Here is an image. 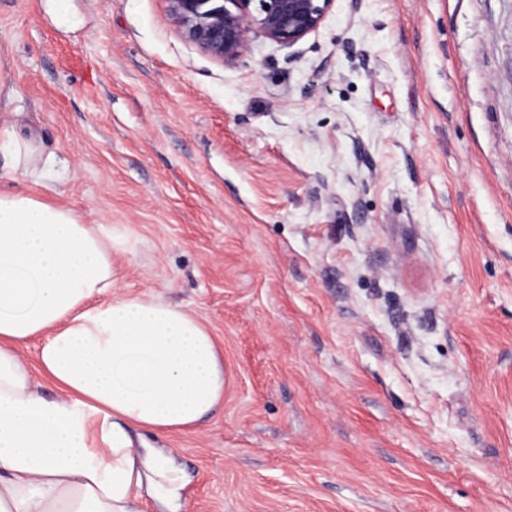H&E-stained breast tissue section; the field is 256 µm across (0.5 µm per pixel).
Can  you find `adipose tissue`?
<instances>
[{"instance_id":"adipose-tissue-1","label":"adipose tissue","mask_w":512,"mask_h":512,"mask_svg":"<svg viewBox=\"0 0 512 512\" xmlns=\"http://www.w3.org/2000/svg\"><path fill=\"white\" fill-rule=\"evenodd\" d=\"M12 176L57 193L65 161L21 127L0 129ZM109 224L0 189V512H146L147 476L171 460L131 431L196 428L224 401V361L181 307L112 295ZM39 340L45 397L18 353Z\"/></svg>"}]
</instances>
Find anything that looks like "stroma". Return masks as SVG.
Masks as SVG:
<instances>
[{
  "label": "stroma",
  "instance_id": "35a3bbf8",
  "mask_svg": "<svg viewBox=\"0 0 512 512\" xmlns=\"http://www.w3.org/2000/svg\"><path fill=\"white\" fill-rule=\"evenodd\" d=\"M44 4L0 0V126L224 359L221 409L134 440L183 483L148 512H512V0H334L234 62L166 0ZM4 150L13 161L12 176L32 182L56 195L67 175L65 161L53 153H45L38 139L19 126L0 129V150Z\"/></svg>",
  "mask_w": 512,
  "mask_h": 512
}]
</instances>
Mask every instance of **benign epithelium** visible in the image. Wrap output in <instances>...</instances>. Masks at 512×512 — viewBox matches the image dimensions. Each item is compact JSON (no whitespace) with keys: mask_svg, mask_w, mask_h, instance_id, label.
<instances>
[{"mask_svg":"<svg viewBox=\"0 0 512 512\" xmlns=\"http://www.w3.org/2000/svg\"><path fill=\"white\" fill-rule=\"evenodd\" d=\"M188 41L214 58L246 56L253 35L292 47L324 21L334 0H167Z\"/></svg>","mask_w":512,"mask_h":512,"instance_id":"benign-epithelium-1","label":"benign epithelium"}]
</instances>
